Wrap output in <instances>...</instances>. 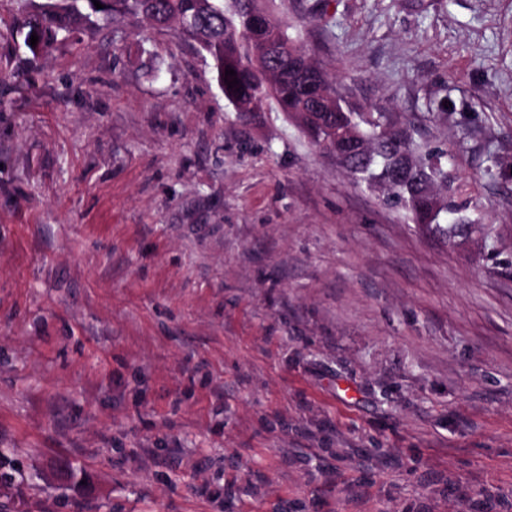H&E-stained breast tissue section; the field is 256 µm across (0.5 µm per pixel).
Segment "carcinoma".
<instances>
[{
  "instance_id": "cac0c4a2",
  "label": "carcinoma",
  "mask_w": 512,
  "mask_h": 512,
  "mask_svg": "<svg viewBox=\"0 0 512 512\" xmlns=\"http://www.w3.org/2000/svg\"><path fill=\"white\" fill-rule=\"evenodd\" d=\"M77 2L52 3L33 18L31 32L45 50L66 41L83 18ZM112 19L143 16L178 25L212 61L224 98L236 112L274 108L292 118L310 141L332 155L360 186L415 224L450 240L475 227L467 202L448 172V149L424 145L411 128L370 107L338 97L336 80L315 63L302 34L274 16L272 0H84ZM232 69L236 77H225ZM238 80L230 88L225 80Z\"/></svg>"
}]
</instances>
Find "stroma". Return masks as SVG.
Listing matches in <instances>:
<instances>
[{
    "label": "stroma",
    "instance_id": "1",
    "mask_svg": "<svg viewBox=\"0 0 512 512\" xmlns=\"http://www.w3.org/2000/svg\"><path fill=\"white\" fill-rule=\"evenodd\" d=\"M0 0V512H456L512 495V0H276L448 148L446 241L176 26L49 52ZM294 463H283L285 455Z\"/></svg>",
    "mask_w": 512,
    "mask_h": 512
}]
</instances>
